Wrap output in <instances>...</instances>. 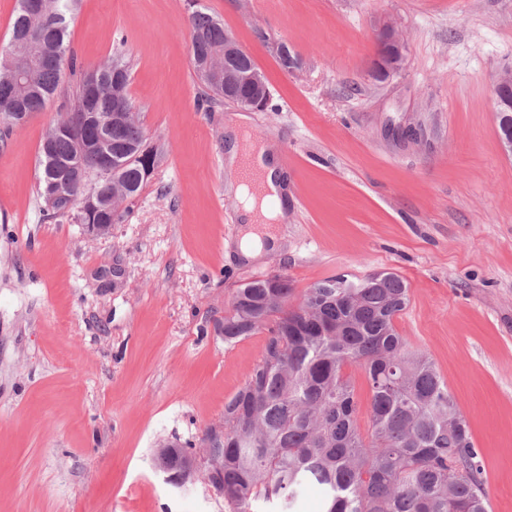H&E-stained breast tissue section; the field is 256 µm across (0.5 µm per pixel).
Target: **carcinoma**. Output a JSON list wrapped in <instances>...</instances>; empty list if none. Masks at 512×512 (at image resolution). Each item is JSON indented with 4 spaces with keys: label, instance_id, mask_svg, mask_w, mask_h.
Listing matches in <instances>:
<instances>
[{
    "label": "carcinoma",
    "instance_id": "obj_1",
    "mask_svg": "<svg viewBox=\"0 0 512 512\" xmlns=\"http://www.w3.org/2000/svg\"><path fill=\"white\" fill-rule=\"evenodd\" d=\"M81 0H45L18 8L8 49L0 51V141L14 127L61 100L62 112L39 149L37 197L43 217L72 224H117L118 205L133 202L160 160L128 93L131 62L116 49L86 68L69 45ZM189 56L197 67L224 51V24L186 0ZM242 53L205 85V102L249 107L256 92ZM234 79L224 96V73ZM408 285L393 272L335 275L295 299L287 275L240 285L217 330L232 345L267 331L258 362L224 404L223 439H200L208 481L233 506L257 503L294 512L309 483L323 490V512H488L484 467L467 422L424 354L395 328ZM365 374L366 427L345 367ZM160 456L183 475L196 454L173 442Z\"/></svg>",
    "mask_w": 512,
    "mask_h": 512
}]
</instances>
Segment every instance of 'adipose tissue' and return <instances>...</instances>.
<instances>
[{
	"mask_svg": "<svg viewBox=\"0 0 512 512\" xmlns=\"http://www.w3.org/2000/svg\"><path fill=\"white\" fill-rule=\"evenodd\" d=\"M248 122V116L242 114L228 128L226 163L236 172L244 164H251L263 193L279 201L282 179L278 176L275 165L270 162L274 148L267 143L257 145L250 142L246 131ZM236 196L240 202L238 218L243 226V234L238 244L239 252L246 260H260L268 250L279 246L280 226L288 221V207L279 201L276 209H267L265 205L259 204L255 195L243 183L237 184Z\"/></svg>",
	"mask_w": 512,
	"mask_h": 512,
	"instance_id": "1",
	"label": "adipose tissue"
}]
</instances>
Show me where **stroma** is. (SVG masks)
<instances>
[{
    "label": "stroma",
    "instance_id": "stroma-1",
    "mask_svg": "<svg viewBox=\"0 0 512 512\" xmlns=\"http://www.w3.org/2000/svg\"><path fill=\"white\" fill-rule=\"evenodd\" d=\"M263 72L250 137L288 148L284 246L240 259L224 128L201 107L184 0H82L70 47L123 46L129 93L166 154L109 235L43 219L39 145L58 101L0 144V512H233L199 469L156 472L162 440L198 443L257 363L216 323L238 285L280 271L399 274L395 327L435 363L481 453L493 512H512V151L495 86L512 73V0H200ZM403 69L379 83L374 33ZM301 69H283L278 42ZM377 59L372 73L380 71L388 74L399 71L405 63V45L400 40L394 28L385 25L375 35Z\"/></svg>",
    "mask_w": 512,
    "mask_h": 512
}]
</instances>
